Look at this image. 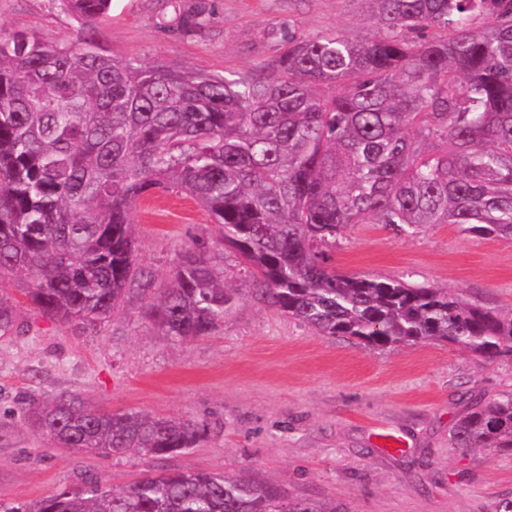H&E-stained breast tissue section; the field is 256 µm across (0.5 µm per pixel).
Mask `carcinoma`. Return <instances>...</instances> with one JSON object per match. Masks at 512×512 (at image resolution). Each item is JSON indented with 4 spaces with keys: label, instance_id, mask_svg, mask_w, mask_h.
<instances>
[{
    "label": "carcinoma",
    "instance_id": "1",
    "mask_svg": "<svg viewBox=\"0 0 512 512\" xmlns=\"http://www.w3.org/2000/svg\"><path fill=\"white\" fill-rule=\"evenodd\" d=\"M83 26L112 0H57ZM360 39L270 31L262 73L142 66L89 37L0 31V287L94 333L127 299L166 335L207 336L239 299L210 249L188 246L156 294L131 213L180 187L219 224L259 300L322 336L373 349L439 341L483 362L512 356V311L442 288L336 272L353 224L415 236L433 224L512 238V0H371ZM20 412L53 447L156 458L197 445L204 422L104 411L61 392ZM453 448L512 451V392L461 416ZM0 512H336L271 481L143 472L89 477Z\"/></svg>",
    "mask_w": 512,
    "mask_h": 512
}]
</instances>
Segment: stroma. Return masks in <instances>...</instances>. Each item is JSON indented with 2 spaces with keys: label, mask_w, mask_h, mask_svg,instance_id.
<instances>
[{
  "label": "stroma",
  "mask_w": 512,
  "mask_h": 512,
  "mask_svg": "<svg viewBox=\"0 0 512 512\" xmlns=\"http://www.w3.org/2000/svg\"><path fill=\"white\" fill-rule=\"evenodd\" d=\"M205 7L203 27L179 13ZM372 33L370 0H120L96 24L97 43L145 65L247 76L279 46L268 33ZM58 0H0V30L76 36ZM140 267L166 285L193 240L211 248L224 279L245 273L221 228L186 190L138 202L132 212ZM338 272L446 288L478 305L512 309V239L437 224L415 237L381 224L348 228L332 254ZM0 331V503L31 502L85 476L120 487L144 470L211 471L270 480L286 495L332 502L337 512H492L512 498V452L451 447V428L477 402L512 391V358L481 362L443 343L384 351L320 336L243 295L212 335L176 341L149 324L130 298L99 333L81 336L22 306ZM71 391L115 411L141 410L208 423L207 437L162 459L50 448L18 403ZM400 437L390 452L379 434Z\"/></svg>",
  "instance_id": "35a3bbf8"
}]
</instances>
